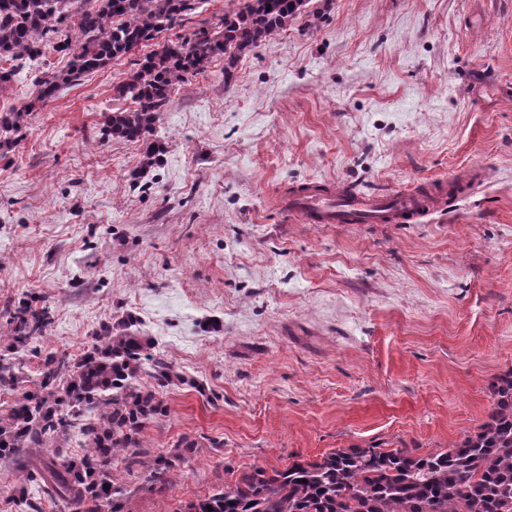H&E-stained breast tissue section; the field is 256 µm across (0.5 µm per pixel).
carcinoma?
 Wrapping results in <instances>:
<instances>
[{
	"instance_id": "1",
	"label": "carcinoma",
	"mask_w": 512,
	"mask_h": 512,
	"mask_svg": "<svg viewBox=\"0 0 512 512\" xmlns=\"http://www.w3.org/2000/svg\"><path fill=\"white\" fill-rule=\"evenodd\" d=\"M305 0H246L224 11L219 29L202 26L193 36L165 43L143 56L130 79L116 88L133 106L113 112L107 133L128 141L154 132L159 112L173 89L225 57L224 83L238 61L272 36L288 30ZM195 0H0V94L10 91L26 60L46 50L70 56L66 72H44L37 95L24 111L44 104L60 87L130 55L164 29L184 21ZM50 323L47 310L22 302L6 320L8 349L26 350ZM103 326L90 351L75 362L50 359L42 379L21 392L0 417L4 451L39 448L66 434L71 419L97 413L82 426L84 453H57L28 471L74 512H101L117 503L125 486L112 477L121 455L149 473L148 481L168 484L171 463L148 456L139 439L147 423L164 413L155 392L137 382L145 374L161 386L183 382L176 365L147 354L149 338ZM492 411L478 431L446 450L427 455L413 448H340L319 461H295L268 474L244 473L231 487L187 506L188 512H512V371L491 386Z\"/></svg>"
}]
</instances>
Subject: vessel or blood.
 I'll return each instance as SVG.
<instances>
[{
    "mask_svg": "<svg viewBox=\"0 0 512 512\" xmlns=\"http://www.w3.org/2000/svg\"><path fill=\"white\" fill-rule=\"evenodd\" d=\"M286 204L306 224H405L438 211L436 194L409 189L368 195L345 186L316 185L293 191Z\"/></svg>",
    "mask_w": 512,
    "mask_h": 512,
    "instance_id": "obj_1",
    "label": "vessel or blood"
}]
</instances>
